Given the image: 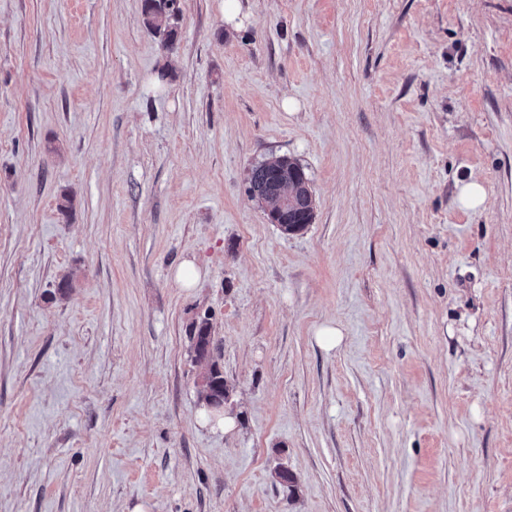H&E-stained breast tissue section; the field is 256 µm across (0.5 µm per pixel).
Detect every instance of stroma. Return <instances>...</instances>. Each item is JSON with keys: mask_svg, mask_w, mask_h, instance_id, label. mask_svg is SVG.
I'll return each instance as SVG.
<instances>
[{"mask_svg": "<svg viewBox=\"0 0 512 512\" xmlns=\"http://www.w3.org/2000/svg\"><path fill=\"white\" fill-rule=\"evenodd\" d=\"M220 3L0 0V512H512V0ZM145 27L169 50L177 42L181 0H142ZM249 183L251 197L270 208L269 220L280 224L283 232L294 233L311 224L315 199L309 179L297 162L272 157L252 169ZM177 282L184 288H195L201 280L202 273L194 258L183 257L174 268ZM190 352L193 360L197 364L205 363V369L201 377L200 397L203 402L211 407V398L215 394L224 395V400L228 394V389L224 382V373L215 362H211V325L206 315L192 324L190 329Z\"/></svg>", "mask_w": 512, "mask_h": 512, "instance_id": "1", "label": "stroma"}]
</instances>
